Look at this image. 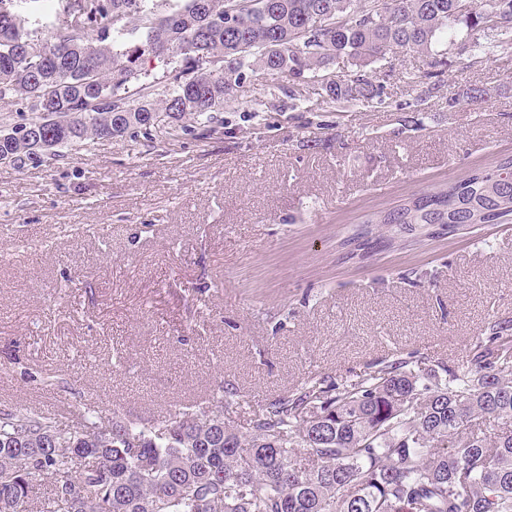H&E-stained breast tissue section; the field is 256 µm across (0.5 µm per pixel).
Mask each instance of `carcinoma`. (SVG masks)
<instances>
[{
	"instance_id": "1",
	"label": "carcinoma",
	"mask_w": 512,
	"mask_h": 512,
	"mask_svg": "<svg viewBox=\"0 0 512 512\" xmlns=\"http://www.w3.org/2000/svg\"><path fill=\"white\" fill-rule=\"evenodd\" d=\"M58 0L41 36L0 15V100L35 114L0 118V164L56 157L71 144L139 133L189 117L211 123L249 72L320 81L329 99L371 102L376 65L397 50L448 67V43L472 59L512 48V0ZM339 17L345 23L336 24ZM153 57L157 75L145 67ZM342 59L346 82L325 77ZM512 184L471 172L366 217V224H499ZM236 393L159 423L0 411V512H22L33 479L51 480L44 512H512V326L495 322L464 369L394 354L356 383L309 377L224 420Z\"/></svg>"
}]
</instances>
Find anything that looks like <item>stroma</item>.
Returning a JSON list of instances; mask_svg holds the SVG:
<instances>
[{
  "label": "stroma",
  "mask_w": 512,
  "mask_h": 512,
  "mask_svg": "<svg viewBox=\"0 0 512 512\" xmlns=\"http://www.w3.org/2000/svg\"><path fill=\"white\" fill-rule=\"evenodd\" d=\"M392 64L378 103L257 72L216 131L0 165V409L156 422L228 386L240 422L396 350L461 366L512 320V221L363 218L512 155V51L449 46L436 84L423 55Z\"/></svg>",
  "instance_id": "stroma-1"
}]
</instances>
